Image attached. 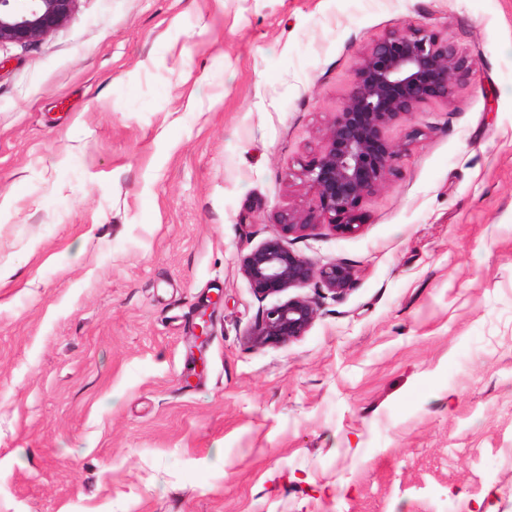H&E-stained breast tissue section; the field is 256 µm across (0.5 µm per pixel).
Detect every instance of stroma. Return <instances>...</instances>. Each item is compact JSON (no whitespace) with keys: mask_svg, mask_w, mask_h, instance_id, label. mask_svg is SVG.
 Segmentation results:
<instances>
[{"mask_svg":"<svg viewBox=\"0 0 512 512\" xmlns=\"http://www.w3.org/2000/svg\"><path fill=\"white\" fill-rule=\"evenodd\" d=\"M411 26L470 78L386 129L357 233H283L359 56ZM273 237L354 277L257 345L316 294L254 292ZM0 512H512V0H79L0 45ZM318 309L315 298L297 296L265 308L248 332L249 339L259 345L283 344L306 334Z\"/></svg>","mask_w":512,"mask_h":512,"instance_id":"stroma-1","label":"stroma"}]
</instances>
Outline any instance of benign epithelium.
<instances>
[{
	"label": "benign epithelium",
	"mask_w": 512,
	"mask_h": 512,
	"mask_svg": "<svg viewBox=\"0 0 512 512\" xmlns=\"http://www.w3.org/2000/svg\"><path fill=\"white\" fill-rule=\"evenodd\" d=\"M79 0H0V45H32L63 27ZM471 72V61L453 41L428 28L392 30L361 54L349 91L324 134L319 151L301 165L300 177L317 196V209L284 208L277 223L288 233L327 224L356 232L362 200L396 171L399 150L384 138L392 123L409 119L424 103L446 101ZM242 270L266 298L312 285L333 298L347 294L352 269L342 262L317 265L272 238L251 250ZM318 309L297 296L265 308L248 331L259 345L283 344L306 334Z\"/></svg>",
	"instance_id": "obj_1"
}]
</instances>
